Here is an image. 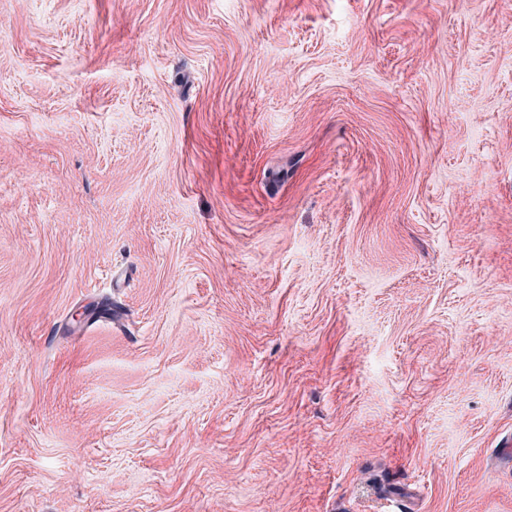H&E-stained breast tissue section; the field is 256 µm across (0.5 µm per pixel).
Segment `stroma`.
Wrapping results in <instances>:
<instances>
[{
  "mask_svg": "<svg viewBox=\"0 0 512 512\" xmlns=\"http://www.w3.org/2000/svg\"><path fill=\"white\" fill-rule=\"evenodd\" d=\"M512 0H0V512H512Z\"/></svg>",
  "mask_w": 512,
  "mask_h": 512,
  "instance_id": "stroma-1",
  "label": "stroma"
}]
</instances>
